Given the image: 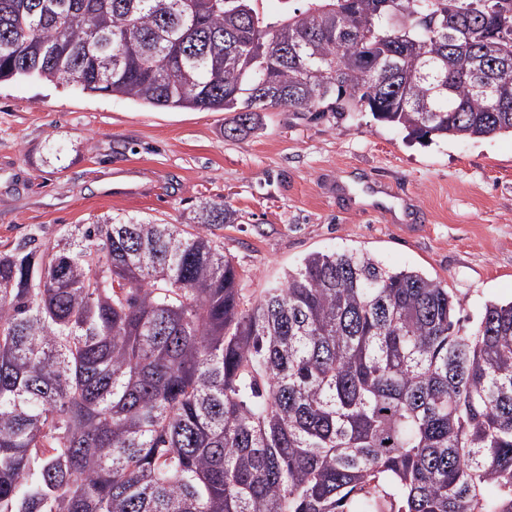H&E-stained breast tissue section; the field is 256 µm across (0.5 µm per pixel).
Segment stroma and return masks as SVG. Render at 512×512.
<instances>
[{
  "instance_id": "35a3bbf8",
  "label": "stroma",
  "mask_w": 512,
  "mask_h": 512,
  "mask_svg": "<svg viewBox=\"0 0 512 512\" xmlns=\"http://www.w3.org/2000/svg\"><path fill=\"white\" fill-rule=\"evenodd\" d=\"M174 113L34 79L0 82V251L125 213L185 223L204 199L251 305L314 251L366 253L447 285L477 320L512 300V135L409 139L359 112Z\"/></svg>"
}]
</instances>
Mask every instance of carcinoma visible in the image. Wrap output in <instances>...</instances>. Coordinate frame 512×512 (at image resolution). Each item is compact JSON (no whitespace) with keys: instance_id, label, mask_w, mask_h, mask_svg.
I'll list each match as a JSON object with an SVG mask.
<instances>
[{"instance_id":"carcinoma-1","label":"carcinoma","mask_w":512,"mask_h":512,"mask_svg":"<svg viewBox=\"0 0 512 512\" xmlns=\"http://www.w3.org/2000/svg\"><path fill=\"white\" fill-rule=\"evenodd\" d=\"M163 109L512 134V0H0V81ZM189 231L101 216L0 252V512H512V301L311 252L248 309ZM493 485L496 493L486 494ZM260 11L270 16H279L293 11H304L309 2L307 0H263L259 2Z\"/></svg>"}]
</instances>
